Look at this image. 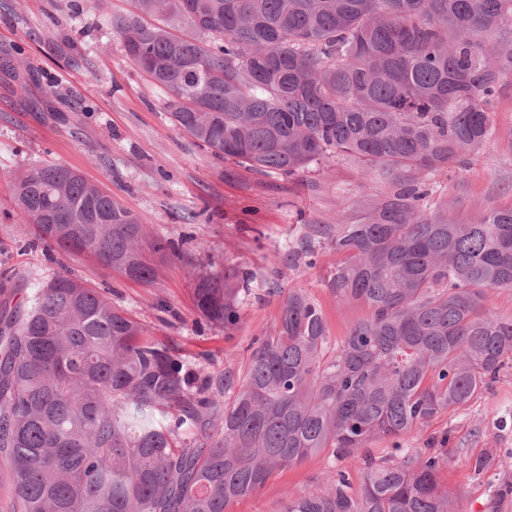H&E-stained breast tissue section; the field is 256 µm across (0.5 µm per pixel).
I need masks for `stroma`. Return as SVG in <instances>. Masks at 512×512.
Here are the masks:
<instances>
[{
  "mask_svg": "<svg viewBox=\"0 0 512 512\" xmlns=\"http://www.w3.org/2000/svg\"><path fill=\"white\" fill-rule=\"evenodd\" d=\"M82 0H0V274L25 298L58 274L105 289L113 304L186 352L207 353L214 377L243 379L254 337L274 328L278 289L302 288L320 306L331 342L365 318L361 306L340 305L322 284L337 256L322 249L314 265L288 260V246L308 224L345 206L360 212L359 166L350 160L314 165L297 178L255 172L215 157L172 123L163 92L129 59L107 25L130 0H103L91 15ZM59 163L112 192L151 234L174 241L157 258V276L143 285L83 256L47 253L20 235L11 217L13 178L30 167ZM461 216L473 207L512 203V148L499 145L441 187ZM251 275L249 295L232 329L211 327L196 311L193 288L206 274ZM414 448L443 454L439 478L464 512H512V367L466 410L451 411L419 430L373 442L337 460L360 490L366 458H398ZM321 456L280 470L232 512H282L286 496L323 490Z\"/></svg>",
  "mask_w": 512,
  "mask_h": 512,
  "instance_id": "1",
  "label": "stroma"
}]
</instances>
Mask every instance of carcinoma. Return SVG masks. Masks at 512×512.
<instances>
[{
  "label": "carcinoma",
  "mask_w": 512,
  "mask_h": 512,
  "mask_svg": "<svg viewBox=\"0 0 512 512\" xmlns=\"http://www.w3.org/2000/svg\"><path fill=\"white\" fill-rule=\"evenodd\" d=\"M109 20L161 89L175 126L252 171L360 164V219L310 224L293 263L338 260L324 286L365 306L328 354L318 304L288 289L254 339L246 382H214L90 283L58 274L25 305L0 284V461L9 512H229L310 456L345 457L462 410L512 364V205L462 221L440 178L500 143L512 77V0H131ZM18 231L149 285L174 250L112 193L62 164L14 178ZM249 273L199 280L197 312L237 324ZM232 404L220 407L229 391ZM441 458L368 460L361 492L330 466L325 491L284 512H462Z\"/></svg>",
  "instance_id": "carcinoma-1"
}]
</instances>
